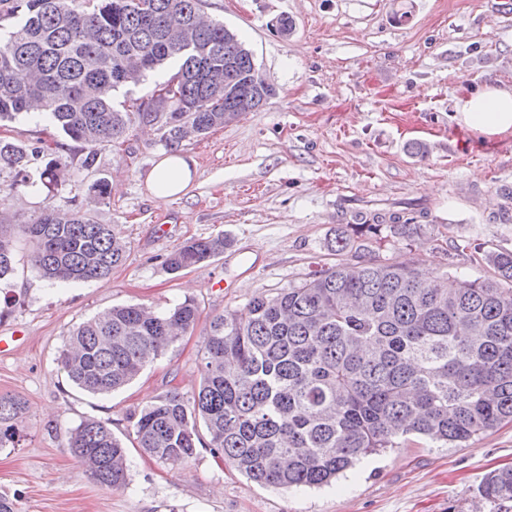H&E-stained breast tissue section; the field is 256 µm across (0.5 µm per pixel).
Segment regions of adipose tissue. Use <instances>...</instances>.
<instances>
[{
	"label": "adipose tissue",
	"mask_w": 512,
	"mask_h": 512,
	"mask_svg": "<svg viewBox=\"0 0 512 512\" xmlns=\"http://www.w3.org/2000/svg\"><path fill=\"white\" fill-rule=\"evenodd\" d=\"M457 120L461 126L488 137L512 132V88L484 86L459 102ZM192 178L190 163L174 153L154 166L147 181L156 186V198L168 199L184 193Z\"/></svg>",
	"instance_id": "obj_1"
}]
</instances>
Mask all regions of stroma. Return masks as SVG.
Here are the masks:
<instances>
[{"label": "stroma", "mask_w": 512, "mask_h": 512, "mask_svg": "<svg viewBox=\"0 0 512 512\" xmlns=\"http://www.w3.org/2000/svg\"><path fill=\"white\" fill-rule=\"evenodd\" d=\"M201 9L238 35L275 94L182 142L196 174L179 197L154 199L146 185L168 154L155 127L100 148L90 168L45 117L0 128L2 138L47 149L31 161V185L0 165L6 223H29L48 206L80 209L128 245L109 278L53 285L17 241L14 270L0 281V336L20 340L0 356V396L26 407L19 446L0 448V496L14 512H489L479 488L487 473L512 467L511 423L465 448L402 445L321 488L261 486L206 448L180 468L137 448L131 413L173 389L187 399L197 392L198 350L215 315L246 314L254 296L358 262V252L331 248L352 221L353 200L422 203L418 234L382 239L372 255L411 261L431 278L454 267L487 277L483 255L512 251V133L487 137L454 118L459 100L484 83L512 86V11L502 0H203ZM284 16L293 22L287 35L278 30ZM414 142L422 153H411ZM52 157L65 169L49 190L37 179ZM100 181L109 185L103 199L92 190ZM217 235L228 242L219 257L164 269L186 240ZM188 299L200 310L194 331L129 385L94 395L61 370L59 354L80 323L116 305L164 310ZM88 418L109 422L124 441L127 487L97 485L67 448L66 431Z\"/></svg>", "instance_id": "35a3bbf8"}]
</instances>
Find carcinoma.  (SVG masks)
Masks as SVG:
<instances>
[{
	"label": "carcinoma",
	"instance_id": "carcinoma-1",
	"mask_svg": "<svg viewBox=\"0 0 512 512\" xmlns=\"http://www.w3.org/2000/svg\"><path fill=\"white\" fill-rule=\"evenodd\" d=\"M200 12V0H18L0 19L18 18L0 37V122L38 103L53 126L86 150L92 166L102 146L137 124L158 126L176 149L273 94L255 84L256 65L236 34L219 22L173 28ZM170 64L175 85L168 112L140 103L114 105L122 73L140 75ZM23 72L20 84L15 75ZM26 150L0 137V164L30 183ZM61 160L40 172L57 184ZM353 235L335 238L339 250L402 238L419 225L403 210L353 213ZM0 224V279L13 271L17 237L33 246L32 261L51 283L104 279L126 260L127 243L110 224L79 210L47 207L29 224ZM222 235L190 239L168 254L170 273L197 268L224 253ZM487 279L442 274L432 287L411 262L375 258L312 272L301 285L258 295L241 319L212 318L200 348L201 382L186 399L171 391L130 415L144 453L177 468L201 443L224 464L262 486L322 487L364 458L399 448L414 436L463 448L474 436L512 422V252L485 255ZM199 308L191 300L157 311L144 304L115 306L78 325L59 356L68 379L108 395L133 381L182 336ZM24 403L0 397V448L18 442ZM67 447L100 486L128 485L126 448L109 423L87 419L66 434ZM492 512H512V468L490 473L480 489Z\"/></svg>",
	"mask_w": 512,
	"mask_h": 512
}]
</instances>
